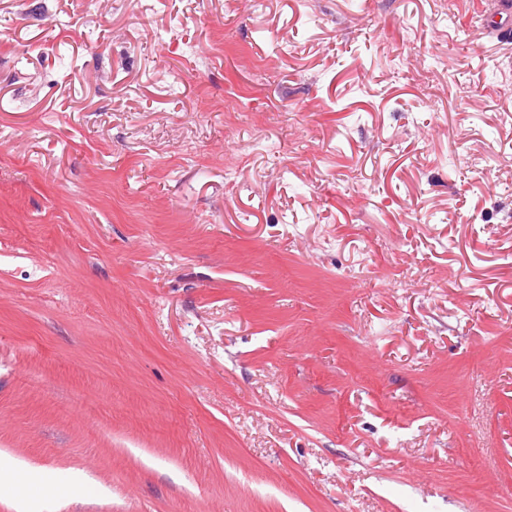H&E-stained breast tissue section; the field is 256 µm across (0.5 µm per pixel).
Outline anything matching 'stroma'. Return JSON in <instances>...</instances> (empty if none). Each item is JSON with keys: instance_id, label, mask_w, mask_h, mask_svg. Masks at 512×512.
<instances>
[{"instance_id": "stroma-1", "label": "stroma", "mask_w": 512, "mask_h": 512, "mask_svg": "<svg viewBox=\"0 0 512 512\" xmlns=\"http://www.w3.org/2000/svg\"><path fill=\"white\" fill-rule=\"evenodd\" d=\"M489 8L0 0V512H512Z\"/></svg>"}]
</instances>
